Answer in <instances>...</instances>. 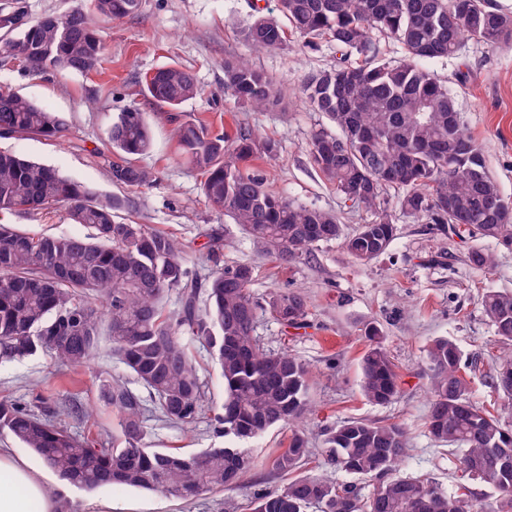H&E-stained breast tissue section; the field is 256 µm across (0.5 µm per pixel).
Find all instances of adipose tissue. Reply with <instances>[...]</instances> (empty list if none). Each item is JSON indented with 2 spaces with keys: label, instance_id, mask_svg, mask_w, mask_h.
Listing matches in <instances>:
<instances>
[{
  "label": "adipose tissue",
  "instance_id": "ef3b65f1",
  "mask_svg": "<svg viewBox=\"0 0 512 512\" xmlns=\"http://www.w3.org/2000/svg\"><path fill=\"white\" fill-rule=\"evenodd\" d=\"M43 470L14 449L0 448V512H58Z\"/></svg>",
  "mask_w": 512,
  "mask_h": 512
}]
</instances>
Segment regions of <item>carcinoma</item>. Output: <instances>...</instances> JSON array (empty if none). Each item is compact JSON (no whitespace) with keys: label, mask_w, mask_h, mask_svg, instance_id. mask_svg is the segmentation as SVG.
Segmentation results:
<instances>
[{"label":"carcinoma","mask_w":512,"mask_h":512,"mask_svg":"<svg viewBox=\"0 0 512 512\" xmlns=\"http://www.w3.org/2000/svg\"><path fill=\"white\" fill-rule=\"evenodd\" d=\"M140 0H91L76 10L30 21L20 0L0 11V55L35 72L88 74L105 61L96 18L135 14ZM287 20L255 15L243 28L257 50L286 41V27L310 47L324 39L336 47V64L310 75L303 93L336 131L313 134L310 161L346 202L362 206L372 219L351 236L336 214L290 202L270 192L264 179L243 167L256 155H274L278 145L261 144L246 129L234 136L206 126L177 128L181 158L205 175L203 194L238 224L253 245L284 264L307 260L318 245L343 239L353 259L369 262L385 253L396 236L394 209L423 224H437L462 238L478 233L512 246V204L504 199L486 167L482 149L464 131L457 100L424 62L452 56L464 40L493 48L512 42V12L488 0H279ZM398 41L404 58H379L373 35ZM144 92L158 110L172 112L199 96L193 74L169 65L145 76ZM224 92L256 108L275 107L280 93L263 71L224 62ZM66 117L14 91L0 93V138H52ZM117 154L112 183L139 188L151 172L133 157L151 148L146 113L130 106L108 129ZM397 190L396 203L384 197ZM66 207L74 224L90 227L88 237L32 234L0 224V360L46 353L57 363L82 367L99 355L103 335L112 354L148 391L167 420L188 424L203 411L205 391L197 375L192 344L206 346L224 382L218 434L232 446L185 454L151 448L145 439L144 399L120 379L100 386V398L117 417L112 445L68 430L75 410L64 402L46 412L0 401V431L36 453L61 480L87 490L120 486L190 500L206 491H230L254 467L243 447L284 425L295 426L308 412L310 371L294 356L266 352L254 336L257 307L247 263L219 269L205 287L207 307L198 306L196 279L185 262V245L144 224L117 223L116 197H101L86 185L46 164L0 151V211L27 213ZM468 261L493 268L495 255L473 249ZM180 295L170 312L166 300ZM483 309L502 343L512 345V293L490 291ZM306 297L275 292L264 311L280 324L297 326L307 317ZM361 363L360 389L372 404L391 403L400 391L396 366L375 325ZM430 406L426 428L438 442L461 451L462 469L498 495L495 512L512 509V423L470 396L466 364L457 344L446 338L428 346ZM512 350L500 362L495 389L512 405ZM327 464L362 480L378 481L368 493L316 476L294 477L308 460L307 441L294 431L269 458L287 481L251 498V512H480L465 485L451 490L423 477L394 474L407 448L398 423L354 418L325 429Z\"/></svg>","instance_id":"obj_1"}]
</instances>
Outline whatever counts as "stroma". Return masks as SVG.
Here are the masks:
<instances>
[{"label": "stroma", "mask_w": 512, "mask_h": 512, "mask_svg": "<svg viewBox=\"0 0 512 512\" xmlns=\"http://www.w3.org/2000/svg\"><path fill=\"white\" fill-rule=\"evenodd\" d=\"M256 4L265 15L279 14L277 0H141L136 15L98 19L106 57L102 70L89 75L52 70L30 74L0 57V85L12 87L50 111L66 113L69 120L60 138L0 139V149L50 165L100 195L119 197L124 205L116 212L118 221L130 219L177 237L199 281H207L218 264L243 262L254 269L251 294L255 301L261 303L271 293L288 290L306 296L304 327L287 328L262 313L254 334L264 350L290 353L311 370L312 414L301 425L311 456L307 474L340 484L353 481L352 476L324 465V428L352 418L398 422L409 437L399 475L423 476L447 489L465 483L477 503H492L489 487L468 479L461 469L458 451L435 442L426 429V347L436 337L455 341L464 360L476 364L471 373L475 401L488 408L501 403L491 383L507 347L496 336L481 298L488 291H512V250L480 237H451L436 225L403 216L389 249L370 262H355L336 240L320 244L308 261L282 265L254 248L240 228L206 200L202 172L179 156L176 123H202L231 136L238 128L249 129L278 145L276 156L252 163L270 191L336 213L347 235L370 220L365 208L344 204L308 156L312 135L329 128L330 122L311 106L302 85L312 73L335 64V47L321 40L307 48L299 36L292 35L278 49L255 50L241 28ZM228 60L247 62L269 75L283 90L282 108L257 111L225 95ZM174 64L190 70L203 93L184 103L172 120L167 113L155 111L141 88L147 74ZM429 67L456 95L466 133L481 145L488 170L504 198L512 201V43L489 48L467 41L456 55L431 61ZM134 104L147 112L152 130L150 151L136 161L151 170L155 180L139 189H124L112 183L106 136L113 117ZM0 218L32 233H88L83 225L71 223L61 207ZM214 248L220 252L216 260L210 255ZM475 248L495 252L492 269L469 263L467 256ZM371 323L383 329L385 347L400 377L398 397L385 406L367 402L359 388L360 362L368 347L364 329ZM195 354L206 408L192 424L180 427L167 422L155 406H148L145 441L149 447L197 454L224 444L213 425L224 397L220 371L205 349L196 348ZM111 377L126 379L134 391L142 389L109 352L75 371L38 354L0 362V399L31 404L39 394L74 398L91 419L69 421V429L81 433L92 422L108 437L116 423L99 390L102 380ZM280 483L268 468L259 467L234 492H205L188 501L134 489H62L53 480L48 487L58 490L61 512H224L230 505L245 507L253 492ZM107 500L112 503L108 511L103 508Z\"/></svg>", "instance_id": "stroma-1"}]
</instances>
